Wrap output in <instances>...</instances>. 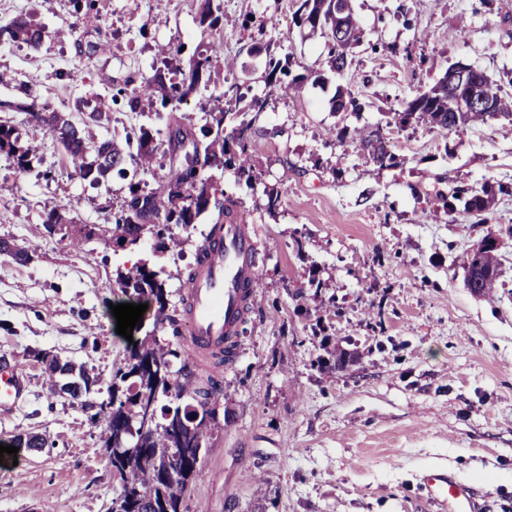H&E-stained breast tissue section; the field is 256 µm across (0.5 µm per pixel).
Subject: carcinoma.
<instances>
[{"instance_id":"cac0c4a2","label":"carcinoma","mask_w":512,"mask_h":512,"mask_svg":"<svg viewBox=\"0 0 512 512\" xmlns=\"http://www.w3.org/2000/svg\"><path fill=\"white\" fill-rule=\"evenodd\" d=\"M332 2L297 0L292 22L298 28L320 32L328 43L331 67L341 72L351 64L353 49L362 43L363 30L354 15L353 0H339L342 3L339 10ZM74 8L85 9L83 26L95 25L98 11L94 0H86L84 5L81 0H75ZM80 26L70 27V34H75ZM45 37L42 27L23 18L0 23V44L23 43L38 49ZM218 54L220 44L214 42L206 53L191 57L185 71L166 56L164 68L155 70L131 92L117 89L112 100L125 98L128 111L135 113L142 111L143 101L151 102L156 98L162 107L174 112L176 104L211 81L213 61ZM167 71L180 73L181 80L167 83ZM302 82L303 76H291L289 64L274 59L266 63V84L283 95L298 93ZM487 87L492 92L490 106L478 103L460 112L454 110L448 86L439 81L405 102L403 111L398 113L400 125L404 127L424 120L440 132L460 135L489 118H502L512 128V94L493 82ZM243 101L244 97L230 87L224 91L223 99L204 110L205 124L200 128V136L190 142L192 152L185 155V162L170 168L157 188L146 191L138 181L129 184L128 195L112 215L113 243L134 248L148 232L154 235L157 249L180 250L185 240L175 235L172 228L186 229L205 213L214 215L215 223L222 224L225 218L237 212V202L219 194L213 171L229 170L240 179L251 180L248 143L243 131L226 132V119L230 115L250 113L255 120L266 111L269 101L266 96H254L241 110L239 105ZM106 109L108 103L102 98L97 107L76 124L60 112H40L34 102L27 106L34 125L55 139L73 173L92 184L113 174L126 178L131 173L136 175L140 170H150L157 150L152 135L143 127L126 132L122 143L114 137L96 139L86 135V128L101 122ZM348 137L377 163L399 164L389 141L378 131L356 130L351 136L345 129L336 133L339 142ZM17 143L14 129L0 125V154L5 152L16 158L17 167L25 170L33 162V150L28 147L20 151ZM130 165L134 169H128ZM498 191L506 193L509 186L486 183L479 189L461 187L453 192L452 198L441 195L439 200L444 209L452 212L453 201L465 197L464 211L481 217L484 224L492 213ZM73 208L70 201L54 205L45 212L43 224L50 232L61 231L69 238V243L77 247L93 231L85 225L71 223L66 213ZM488 240L489 247L482 255L469 254L462 262L464 269L482 262V271L471 287V293L482 298L490 296L498 287L502 266L499 239L490 236ZM0 254L21 264L30 259L28 251L5 239H0ZM115 284L130 300L155 306L154 327L165 326L174 337L182 335L179 315L166 312L169 292L156 272L145 266L119 271ZM151 340L152 337L147 336L128 350L123 364L112 375L109 400L100 404L109 432L103 455L120 476V491L112 500V512H182L183 495L199 476L200 456L179 447V440L172 434H178L188 444L201 442L206 430L216 421L214 396L219 390L218 382L210 376L196 375L187 361L177 370H171L170 356L174 352L152 347ZM35 358L45 365L49 389L55 393L79 398L90 393L96 383L88 370L77 369L70 361L46 353H38ZM144 401L159 410L147 425L142 423L141 417Z\"/></svg>"}]
</instances>
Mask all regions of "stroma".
Returning a JSON list of instances; mask_svg holds the SVG:
<instances>
[{"label":"stroma","instance_id":"stroma-1","mask_svg":"<svg viewBox=\"0 0 512 512\" xmlns=\"http://www.w3.org/2000/svg\"><path fill=\"white\" fill-rule=\"evenodd\" d=\"M213 4L212 30L200 0H97V26L73 37V0H0V23L22 16L48 31L37 50L0 45V73L12 77L0 84V124L20 146L38 147L25 172L0 155V238L31 256L23 265L0 256V358L28 385L20 406L0 416V444L29 433L47 442L19 449L17 467L0 465V512H110L120 483L103 457L106 425L95 407L131 342L151 332L164 348L185 350L154 329L151 308L132 338L117 334L112 308L125 297L115 275L147 265L178 305L213 221L205 214L181 230L178 252L157 251L148 237L123 249L98 235L70 248L45 230V211L69 198L72 223L111 226L128 182L79 178L53 138L12 106L30 91L78 123L114 89L152 76L160 47L185 64L213 41L223 58L207 89L179 106L194 127L231 84L268 94L269 59L289 61L307 81L299 97L268 95L267 111L243 129L252 182L216 177L256 227L262 276L183 512H225L231 501L236 512H443L422 485L433 469L453 471L502 512L512 506V237L493 298L470 292L460 260L512 225V195L498 196L487 224L460 208L447 213L437 196L512 184V132L491 118L458 136L400 126L395 114L457 62L507 85L512 0H353L365 39L341 74L324 39L293 24L294 0ZM340 86L358 109L331 111ZM168 120L155 106L134 115L111 101L90 131L121 138L136 125L156 135ZM342 127L381 130L400 165L379 166L351 145L337 161L327 134ZM271 192L280 196L272 212ZM39 352L96 377L85 401L48 391Z\"/></svg>","mask_w":512,"mask_h":512}]
</instances>
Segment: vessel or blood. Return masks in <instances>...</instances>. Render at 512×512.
<instances>
[{"instance_id": "b4317fda", "label": "vessel or blood", "mask_w": 512, "mask_h": 512, "mask_svg": "<svg viewBox=\"0 0 512 512\" xmlns=\"http://www.w3.org/2000/svg\"><path fill=\"white\" fill-rule=\"evenodd\" d=\"M261 251L254 227L236 218L211 227L204 254L179 292L182 321L188 334L183 342L203 359H215V375L231 359L238 330L256 302ZM27 386L19 367L0 363V412L13 411ZM427 494L447 505L448 512H487L488 502L475 489L448 471L435 470L424 478Z\"/></svg>"}]
</instances>
